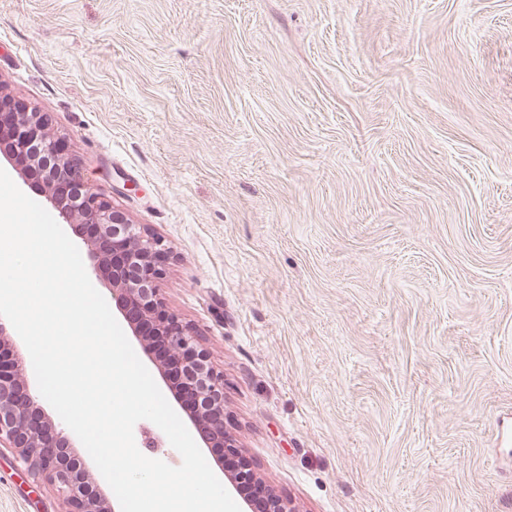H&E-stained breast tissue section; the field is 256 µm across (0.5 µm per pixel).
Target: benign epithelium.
Returning a JSON list of instances; mask_svg holds the SVG:
<instances>
[{"label":"benign epithelium","instance_id":"1","mask_svg":"<svg viewBox=\"0 0 512 512\" xmlns=\"http://www.w3.org/2000/svg\"><path fill=\"white\" fill-rule=\"evenodd\" d=\"M0 112L12 115L9 125L0 123V153L42 169L46 198L62 223L75 229L95 226L98 240L84 239L95 278L109 286L117 306L136 305L154 319V335L163 337L169 358L184 367L182 388L198 400L188 417L205 447L240 459L250 476L261 479L245 450L224 431V374L213 365L198 332L170 312L160 296L157 284L165 272L160 259L168 252L163 240L131 223L118 206L92 190L44 114L28 110L1 88ZM13 336L0 321V447L12 449L29 470L55 486L65 512H111L97 479L72 451L71 438L32 393L25 356ZM262 512L302 510L271 488Z\"/></svg>","mask_w":512,"mask_h":512}]
</instances>
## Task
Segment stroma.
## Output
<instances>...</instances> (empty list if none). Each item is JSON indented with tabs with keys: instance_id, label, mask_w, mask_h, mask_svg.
<instances>
[{
	"instance_id": "stroma-1",
	"label": "stroma",
	"mask_w": 512,
	"mask_h": 512,
	"mask_svg": "<svg viewBox=\"0 0 512 512\" xmlns=\"http://www.w3.org/2000/svg\"><path fill=\"white\" fill-rule=\"evenodd\" d=\"M0 89L165 240L280 494L512 512V0H0Z\"/></svg>"
}]
</instances>
